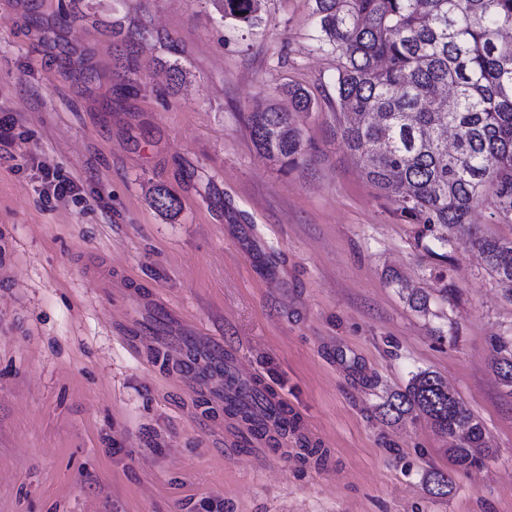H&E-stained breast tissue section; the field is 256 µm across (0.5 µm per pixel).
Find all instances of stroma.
<instances>
[{
    "instance_id": "obj_1",
    "label": "stroma",
    "mask_w": 512,
    "mask_h": 512,
    "mask_svg": "<svg viewBox=\"0 0 512 512\" xmlns=\"http://www.w3.org/2000/svg\"><path fill=\"white\" fill-rule=\"evenodd\" d=\"M314 5L261 0L249 28L211 0H0V512H512L490 364L512 302L467 233L431 256L363 178ZM268 103L301 133L294 167L251 140ZM47 169L77 193H48ZM228 368L287 398V435L246 440ZM423 369L483 423L484 468L454 470L423 417L383 421Z\"/></svg>"
}]
</instances>
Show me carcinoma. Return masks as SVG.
Listing matches in <instances>:
<instances>
[{
	"mask_svg": "<svg viewBox=\"0 0 512 512\" xmlns=\"http://www.w3.org/2000/svg\"><path fill=\"white\" fill-rule=\"evenodd\" d=\"M220 20L248 27L261 22L258 0H213ZM320 40L342 59L336 95L344 120L340 135L366 180L397 206L402 220L420 225L419 237L431 235L448 246L453 232L464 230L482 254L489 273L507 286L512 301V240L487 237L470 224L483 198L493 196L496 216L512 224V0H314ZM448 87L454 105L443 109L435 89ZM297 112L312 106L310 95L290 88ZM254 146L285 165L297 162L302 142L290 113L274 105L250 117ZM153 205L175 215L180 202L167 188H156ZM406 302L429 311L422 290ZM491 365L512 389V336L491 342ZM417 412L437 431L456 441L448 449L452 464L463 470L484 466L482 423L448 397V386L433 371L413 374L405 390L383 406V417L397 420ZM253 432L266 423L247 407L224 406ZM428 491L448 494L443 472L427 476Z\"/></svg>",
	"mask_w": 512,
	"mask_h": 512,
	"instance_id": "cac0c4a2",
	"label": "carcinoma"
}]
</instances>
